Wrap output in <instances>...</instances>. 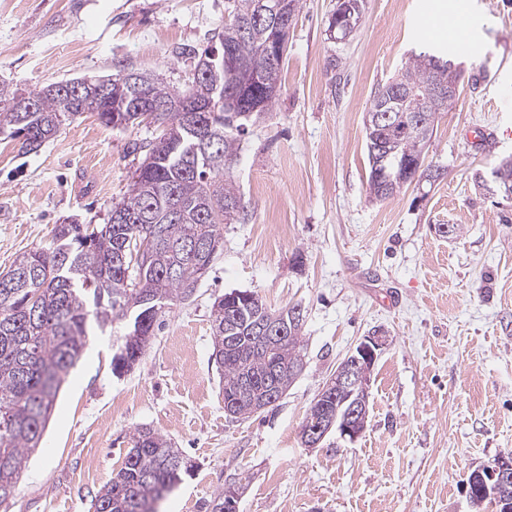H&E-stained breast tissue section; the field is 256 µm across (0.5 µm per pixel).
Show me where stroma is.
Listing matches in <instances>:
<instances>
[{
  "label": "stroma",
  "mask_w": 512,
  "mask_h": 512,
  "mask_svg": "<svg viewBox=\"0 0 512 512\" xmlns=\"http://www.w3.org/2000/svg\"><path fill=\"white\" fill-rule=\"evenodd\" d=\"M337 2L299 0L275 103L241 139L232 180L248 221L225 225L219 258L130 372L112 373L122 324L91 329L7 512H93L142 425L196 464L160 512H209L231 485L236 512H476L469 474L512 453V201L475 182L512 156V0H470L460 97L425 149L443 179L384 201L369 194L364 116L425 45L420 7L437 0H364L343 42L329 29ZM224 3L0 0V82L30 91L139 69L183 88L194 61L179 50L223 30ZM158 134L87 112L36 153L0 136V270L54 225L104 223L132 188L136 145ZM234 290L304 313L302 374L246 419L225 414L211 357L212 305ZM370 336L385 345L365 433L304 447L316 395Z\"/></svg>",
  "instance_id": "obj_1"
}]
</instances>
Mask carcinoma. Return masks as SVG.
I'll list each match as a JSON object with an SVG mask.
<instances>
[{"instance_id": "cac0c4a2", "label": "carcinoma", "mask_w": 512, "mask_h": 512, "mask_svg": "<svg viewBox=\"0 0 512 512\" xmlns=\"http://www.w3.org/2000/svg\"><path fill=\"white\" fill-rule=\"evenodd\" d=\"M269 0H226L224 31L216 45L229 48L233 58L257 74L255 91L245 92L226 72L201 65L207 50L188 51L201 68L203 80L224 88L221 104L214 108L200 101L203 128L187 124L181 112L192 87L172 89L158 77L129 70L134 81L145 86L144 105L163 104L167 111L156 114L162 127L157 140L144 146V158L134 173L130 194L112 203L107 221L89 228L83 224H57L49 246L25 251L0 271V506L12 500L27 460L41 443L53 402L65 376L81 357L87 343V325L116 321L128 323L120 351L112 357V371H130L143 357L156 322L153 309L164 312L176 302L190 299L204 276L201 266L186 251L192 242L221 245L224 223L246 220L248 206L232 183L230 169L237 157L241 137L274 104L280 88L281 64L272 63L262 46L278 35L273 22L241 32ZM442 72L452 71L454 60L428 46L411 55L396 84L410 91L404 112L438 115L455 100L431 93L433 62ZM64 81L22 92L0 83V135L32 134L33 142L21 145L27 153L38 152L59 132L64 121L93 112L100 122L112 126V114L129 110L130 86L122 77L99 81L80 90L73 102L62 96ZM25 97L35 100L29 112L17 110ZM392 139L394 155L413 160L424 137L417 123L402 127L374 128L365 132ZM369 188L374 198L395 196L387 182L429 178L426 170L407 171L386 162L381 174L369 164ZM153 235L147 264L130 269L131 252L125 266L115 259L127 238ZM90 241L84 251V241ZM129 272L122 271V268ZM290 309L268 308L253 291H237L216 299L211 311L212 357L221 372L222 396L233 404V413L247 418L256 414L259 401L268 392L264 375L276 368L279 383L288 389V370L303 369V320L291 326V335L269 339L259 351L252 341L258 321L288 315ZM194 465L174 447L171 439L148 426H139L130 436L124 461L117 473L92 500L94 512H156L155 504ZM238 489L229 486L209 504L211 512H232Z\"/></svg>"}]
</instances>
